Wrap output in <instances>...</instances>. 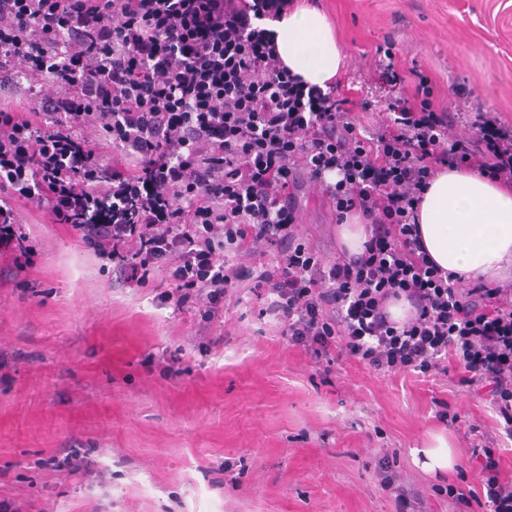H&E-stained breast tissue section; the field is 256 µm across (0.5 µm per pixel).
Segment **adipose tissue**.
Segmentation results:
<instances>
[{"label":"adipose tissue","instance_id":"adipose-tissue-1","mask_svg":"<svg viewBox=\"0 0 512 512\" xmlns=\"http://www.w3.org/2000/svg\"><path fill=\"white\" fill-rule=\"evenodd\" d=\"M267 27L292 73L324 90L336 83L344 54L323 12L302 5ZM418 224L428 254L443 270L486 283L512 274V188L471 171H440L423 195ZM410 455L433 476L455 465L454 442L442 432L430 433Z\"/></svg>","mask_w":512,"mask_h":512}]
</instances>
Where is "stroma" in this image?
<instances>
[{
	"label": "stroma",
	"instance_id": "stroma-1",
	"mask_svg": "<svg viewBox=\"0 0 512 512\" xmlns=\"http://www.w3.org/2000/svg\"><path fill=\"white\" fill-rule=\"evenodd\" d=\"M345 54L339 92L357 97L378 43L436 81L437 105L512 122V0H314ZM300 222L340 248L327 199L300 192ZM33 251L0 246V512H394L382 458L422 512H488L464 475L436 480L410 450L448 429L445 401L497 435L494 413L444 376L314 363L289 344L265 296L241 289L223 319L173 314L165 272L120 278L47 206L11 203ZM455 485L470 498L453 504Z\"/></svg>",
	"mask_w": 512,
	"mask_h": 512
}]
</instances>
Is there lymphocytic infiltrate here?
Here are the masks:
<instances>
[{"mask_svg":"<svg viewBox=\"0 0 512 512\" xmlns=\"http://www.w3.org/2000/svg\"><path fill=\"white\" fill-rule=\"evenodd\" d=\"M292 0H0V91L44 82L34 109L0 108V244L17 240L2 196L47 204L110 257L125 281L166 271L174 312L222 315L238 289L270 299L289 342L321 362L441 372L486 397L512 437V280L445 272L425 251L418 209L441 170L512 187V123L434 104L393 42L372 79L389 101L304 83L281 64L263 19ZM412 94H404L406 81ZM385 109L362 134L356 113ZM334 220L360 214L363 251L328 259L299 222L303 186ZM410 316L391 319L390 303ZM489 512H512L498 441L469 458Z\"/></svg>","mask_w":512,"mask_h":512,"instance_id":"1","label":"lymphocytic infiltrate"}]
</instances>
